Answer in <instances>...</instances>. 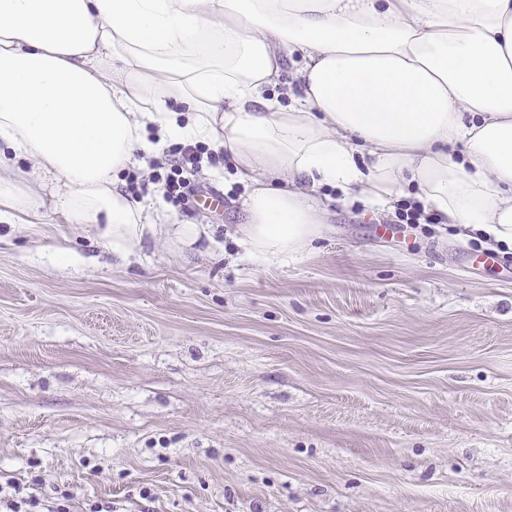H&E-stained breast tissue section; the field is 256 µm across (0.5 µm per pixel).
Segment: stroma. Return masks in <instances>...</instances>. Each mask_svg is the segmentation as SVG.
<instances>
[{"label": "stroma", "mask_w": 512, "mask_h": 512, "mask_svg": "<svg viewBox=\"0 0 512 512\" xmlns=\"http://www.w3.org/2000/svg\"><path fill=\"white\" fill-rule=\"evenodd\" d=\"M232 172L195 177L222 207L173 210L197 243L125 261L92 226L0 223V485L75 512H512V250L388 239L355 201L267 266Z\"/></svg>", "instance_id": "1"}]
</instances>
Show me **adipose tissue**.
Returning a JSON list of instances; mask_svg holds the SVG:
<instances>
[{"label": "adipose tissue", "instance_id": "1", "mask_svg": "<svg viewBox=\"0 0 512 512\" xmlns=\"http://www.w3.org/2000/svg\"><path fill=\"white\" fill-rule=\"evenodd\" d=\"M189 138L231 159L261 263L341 196L512 249V0H0L1 224L93 225L124 260L193 243L122 178Z\"/></svg>", "mask_w": 512, "mask_h": 512}]
</instances>
